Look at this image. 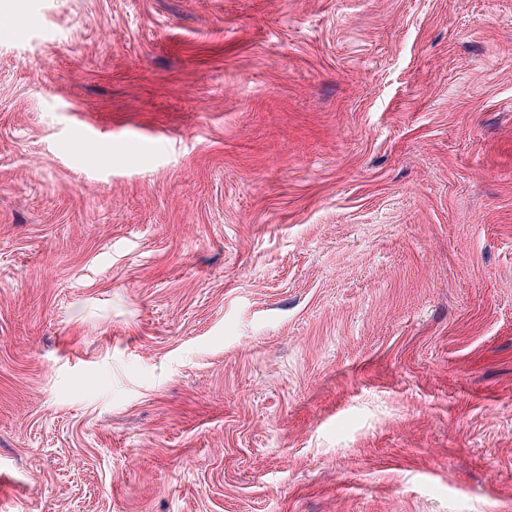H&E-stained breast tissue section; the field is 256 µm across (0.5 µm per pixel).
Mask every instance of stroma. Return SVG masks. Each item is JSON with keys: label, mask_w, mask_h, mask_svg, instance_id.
I'll return each mask as SVG.
<instances>
[{"label": "stroma", "mask_w": 512, "mask_h": 512, "mask_svg": "<svg viewBox=\"0 0 512 512\" xmlns=\"http://www.w3.org/2000/svg\"><path fill=\"white\" fill-rule=\"evenodd\" d=\"M0 512H512V0H0Z\"/></svg>", "instance_id": "1"}]
</instances>
